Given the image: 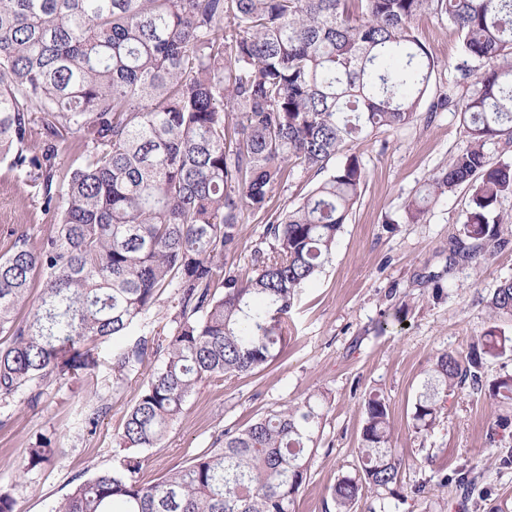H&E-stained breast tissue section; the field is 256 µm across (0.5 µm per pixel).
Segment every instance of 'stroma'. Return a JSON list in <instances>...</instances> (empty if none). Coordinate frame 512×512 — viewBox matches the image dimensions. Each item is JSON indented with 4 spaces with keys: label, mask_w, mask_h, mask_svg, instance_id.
<instances>
[{
    "label": "stroma",
    "mask_w": 512,
    "mask_h": 512,
    "mask_svg": "<svg viewBox=\"0 0 512 512\" xmlns=\"http://www.w3.org/2000/svg\"><path fill=\"white\" fill-rule=\"evenodd\" d=\"M415 32L437 68L417 120L354 143L367 178L359 202L336 239L333 257L292 309L288 342L263 369L199 385L157 448L141 450L145 479L155 480L213 448L225 429L244 428L281 405L321 398L323 418L305 486L292 512H335L333 486L355 475L364 424L362 401L370 391L390 405L392 448L402 460L398 490L407 499L397 512H512V467L498 464L490 428L502 409L487 395L449 397L433 429L415 432L412 410L438 354L467 350L490 327L487 299L512 278V243L486 261L449 265L448 248L470 208L460 186L430 206L423 223L410 224L405 206L465 137L459 112H430L442 95L459 94L463 57L447 18L425 14ZM56 216L42 189L0 162V254L17 237L37 246ZM432 276L430 287L422 277ZM402 325L384 319L401 304ZM98 365L65 384L44 387L30 407L26 393L0 401V488L18 512H53L76 485L112 470L121 456L114 434L142 382L116 380L112 345L98 346ZM103 407L96 425L86 417ZM51 437L53 463L27 468L22 451ZM470 470L480 478L469 491L440 486L437 477Z\"/></svg>",
    "instance_id": "obj_1"
}]
</instances>
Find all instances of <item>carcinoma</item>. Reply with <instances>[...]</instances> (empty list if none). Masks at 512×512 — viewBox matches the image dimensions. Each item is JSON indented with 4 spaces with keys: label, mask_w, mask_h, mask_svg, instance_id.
<instances>
[{
    "label": "carcinoma",
    "mask_w": 512,
    "mask_h": 512,
    "mask_svg": "<svg viewBox=\"0 0 512 512\" xmlns=\"http://www.w3.org/2000/svg\"><path fill=\"white\" fill-rule=\"evenodd\" d=\"M425 13L462 39L468 88L432 108L463 115L466 145L405 212L419 224L431 202L469 186L450 248L469 262L512 238L497 213L512 162L492 165L485 152L496 138L512 145V0H0V160L42 181L61 214L39 247L20 237L0 257V400L94 369L97 344L126 335L164 293L174 298L164 338L112 352L117 380L163 356L118 434L126 454L53 512H290L322 418L309 400L222 431L218 447L161 479H143L139 452L161 445L198 385L253 372L284 347L299 292L361 197L351 145L417 118L436 68L415 35ZM70 133L90 156L63 169L57 142ZM296 167L318 182L270 212ZM247 212L266 224L245 271L236 253ZM488 308L512 321V279ZM511 357L512 336L497 326L465 354H439L413 426L432 428L465 388L512 408V374L483 372ZM364 415L360 474L333 486L336 512H357L368 492L367 512H386L396 496L402 461L385 396L369 394ZM24 454L34 468L55 448L42 436Z\"/></svg>",
    "instance_id": "obj_1"
}]
</instances>
